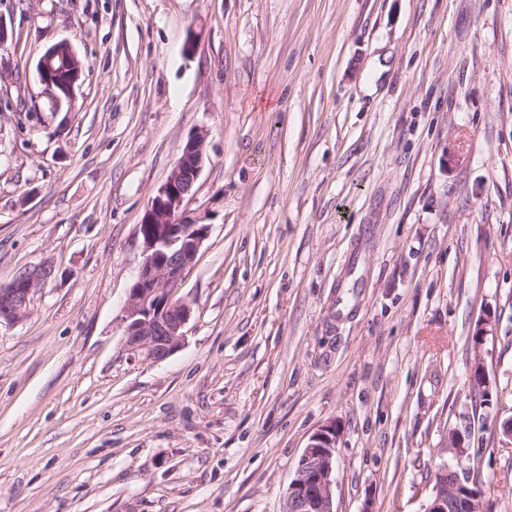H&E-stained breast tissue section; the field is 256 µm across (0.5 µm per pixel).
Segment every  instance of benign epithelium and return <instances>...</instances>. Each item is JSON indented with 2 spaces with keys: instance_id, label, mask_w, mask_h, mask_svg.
<instances>
[{
  "instance_id": "obj_1",
  "label": "benign epithelium",
  "mask_w": 512,
  "mask_h": 512,
  "mask_svg": "<svg viewBox=\"0 0 512 512\" xmlns=\"http://www.w3.org/2000/svg\"><path fill=\"white\" fill-rule=\"evenodd\" d=\"M80 66L71 44L62 40L40 57L37 72L45 95L55 107L71 102L76 82L67 86L66 98L53 88L51 77L57 70ZM206 134L198 131L188 140L182 156L167 181L149 200L146 223L157 224L155 234L142 240L143 260L129 289L123 308L125 350L142 361L159 362L182 346L184 328L191 316L190 306L176 297L185 271L191 267L207 235V225L182 220L183 205L192 195L202 169ZM50 265H38L21 272L17 284L0 289V323L16 322L25 316L35 289L44 285ZM338 427L320 426L309 438L301 454L295 476L288 486L284 512H337L336 446ZM443 476L452 472L456 481L447 491L432 496L425 512H458L464 493L457 469L442 461Z\"/></svg>"
}]
</instances>
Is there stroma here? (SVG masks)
Returning a JSON list of instances; mask_svg holds the SVG:
<instances>
[{
  "instance_id": "35a3bbf8",
  "label": "stroma",
  "mask_w": 512,
  "mask_h": 512,
  "mask_svg": "<svg viewBox=\"0 0 512 512\" xmlns=\"http://www.w3.org/2000/svg\"><path fill=\"white\" fill-rule=\"evenodd\" d=\"M0 18V288L55 269L0 324V512H283L331 421L337 512H425L468 422L482 499L512 512V0H0ZM62 40L83 63L68 112L36 70ZM199 130L192 316L144 362L121 321L138 228Z\"/></svg>"
}]
</instances>
